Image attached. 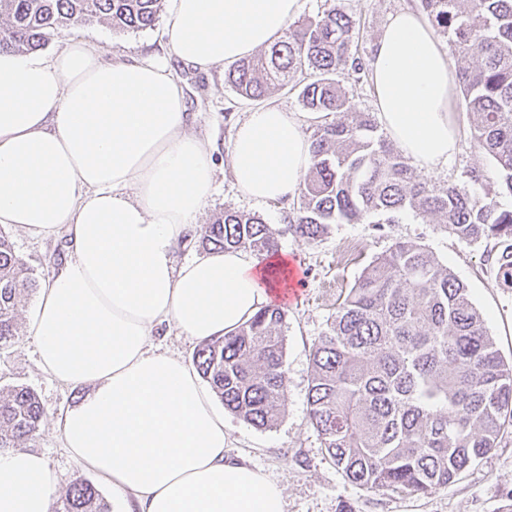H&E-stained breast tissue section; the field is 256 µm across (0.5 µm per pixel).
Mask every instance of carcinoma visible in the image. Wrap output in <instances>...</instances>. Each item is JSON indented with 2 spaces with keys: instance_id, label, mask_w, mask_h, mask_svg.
Wrapping results in <instances>:
<instances>
[{
  "instance_id": "obj_1",
  "label": "carcinoma",
  "mask_w": 512,
  "mask_h": 512,
  "mask_svg": "<svg viewBox=\"0 0 512 512\" xmlns=\"http://www.w3.org/2000/svg\"><path fill=\"white\" fill-rule=\"evenodd\" d=\"M163 0H0V49L36 50L60 27L104 23L115 33L154 25ZM457 52L456 80L475 116L473 139L494 162L498 193L512 196V0H419ZM355 22L330 7L238 61L226 80L262 102L300 88L305 111L333 119L314 129L312 165L292 223L274 228L230 209L201 226L210 251L272 253L279 237L309 242L333 224H396L405 212L436 215L448 233L485 243L500 284L512 288V208L463 186L417 180L369 114H350L336 74L367 76L351 53ZM477 61H471L472 56ZM37 289L32 269L0 231V349L20 336L19 307ZM286 313L261 309L232 333L203 341L193 363L224 408L257 429L285 401ZM309 422L330 460L368 489L428 495L498 446L512 425V362L496 348L468 288L424 245L397 240L362 270L311 347ZM45 417L23 385L0 394V451L28 448ZM52 512H111L95 487L75 481Z\"/></svg>"
}]
</instances>
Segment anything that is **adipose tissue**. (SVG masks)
I'll list each match as a JSON object with an SVG mask.
<instances>
[{
  "label": "adipose tissue",
  "instance_id": "adipose-tissue-1",
  "mask_svg": "<svg viewBox=\"0 0 512 512\" xmlns=\"http://www.w3.org/2000/svg\"><path fill=\"white\" fill-rule=\"evenodd\" d=\"M301 0H170L164 57L104 60L71 38L52 54L0 51V224L50 238L68 259L40 290L31 319L41 367L85 388L61 417L63 446L110 484L112 512H285L281 489L231 458L224 415L181 358L160 351L162 326L202 341L234 331L280 296L272 270L239 249L176 262L213 191L208 140L174 65L206 71L271 45ZM370 79L380 122L432 171L455 153L454 78L428 21L405 9L384 26ZM313 112L253 109L233 134L228 167L256 202L299 194L311 164ZM46 457L0 453V512H51Z\"/></svg>",
  "mask_w": 512,
  "mask_h": 512
}]
</instances>
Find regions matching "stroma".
Segmentation results:
<instances>
[{
	"label": "stroma",
	"instance_id": "obj_1",
	"mask_svg": "<svg viewBox=\"0 0 512 512\" xmlns=\"http://www.w3.org/2000/svg\"><path fill=\"white\" fill-rule=\"evenodd\" d=\"M329 3L354 17L357 27L352 51L368 60L389 16L401 8L416 7L417 0H303L300 16H315ZM159 33L155 26L117 34L108 25L93 23L78 29H58L43 51L52 53L77 36L108 58L116 54L162 55L166 48ZM175 73L185 85L187 105L194 116L192 130L209 140L216 165L213 195L200 223H210L217 214L231 209L259 214L275 227L287 224L293 214L292 202L257 204L242 198L233 188L227 168L235 127L255 109V102L239 97L225 83L224 66H215L206 74L179 66ZM452 117L459 138L456 154L445 168L433 172L417 170V178L438 185H464L480 197L493 193L496 168L492 159L474 144L470 134L472 116L457 95L452 98ZM474 168L485 173L484 182H469L467 173ZM5 232L38 283H46L58 272L66 258L62 237L34 238L17 226L6 227ZM398 239L425 245L450 268L468 288L501 355L512 359V288L502 287L490 271L483 244L458 241L438 217L408 212L399 223L379 227L368 223L335 224L315 242L284 235L279 239L278 250L288 254L296 267L292 286L298 291L295 300L282 305L286 313L283 334L288 372L284 408L276 423L267 429L255 428L234 413L225 412L229 452L282 488L286 512H342L346 506L351 512H512V428L506 429L497 448L448 487L420 496L371 491L349 481L328 458L309 423L311 347L326 330L328 319L365 265ZM16 384L34 389L45 409L46 416L32 448L47 457L58 473L59 491H66L82 473L62 446L57 419L78 402L85 390L61 385L43 371L34 339L26 332L0 350V389Z\"/></svg>",
	"mask_w": 512,
	"mask_h": 512
}]
</instances>
